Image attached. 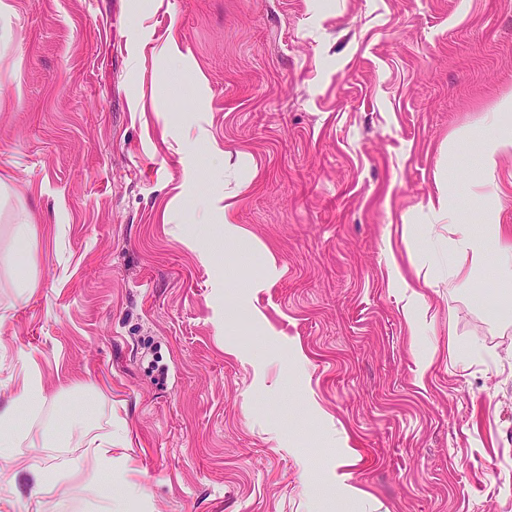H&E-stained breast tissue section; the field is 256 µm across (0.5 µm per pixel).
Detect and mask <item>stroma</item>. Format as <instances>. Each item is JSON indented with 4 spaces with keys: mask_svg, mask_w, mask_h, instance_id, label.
Returning <instances> with one entry per match:
<instances>
[{
    "mask_svg": "<svg viewBox=\"0 0 512 512\" xmlns=\"http://www.w3.org/2000/svg\"><path fill=\"white\" fill-rule=\"evenodd\" d=\"M6 2L0 401L21 347L32 431L96 400L45 455L111 440L130 512H512V321L480 275L400 286L448 258L437 181L479 203L512 0Z\"/></svg>",
    "mask_w": 512,
    "mask_h": 512,
    "instance_id": "35a3bbf8",
    "label": "stroma"
}]
</instances>
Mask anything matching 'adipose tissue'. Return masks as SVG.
Wrapping results in <instances>:
<instances>
[{"instance_id": "obj_1", "label": "adipose tissue", "mask_w": 512, "mask_h": 512, "mask_svg": "<svg viewBox=\"0 0 512 512\" xmlns=\"http://www.w3.org/2000/svg\"><path fill=\"white\" fill-rule=\"evenodd\" d=\"M496 108L506 120L498 125L490 138H480L477 131H470L469 141L481 144V169L483 174H493L504 158L512 156V95L501 98ZM499 185L485 183L481 196L480 219L486 226L485 235L473 234L464 217L457 215L452 206V188L446 182H438L437 192L429 196L427 208L440 220L448 221L455 236V256L448 268L435 273L434 279L447 283L449 291L468 288L477 270L485 267L488 251H496V272L500 282L512 283V226L499 221ZM43 400V389L39 377L24 371L13 397L0 403V498H17V477L28 473L32 499L45 504L53 499L59 486L69 480L68 472L45 464L39 457V448L45 447V434L19 435L17 420L20 413L35 410ZM32 447L31 455L17 451L20 442ZM80 488L96 495L98 512H112V495L104 491L102 480L112 474V453L102 449L96 453L92 466L83 469Z\"/></svg>"}]
</instances>
